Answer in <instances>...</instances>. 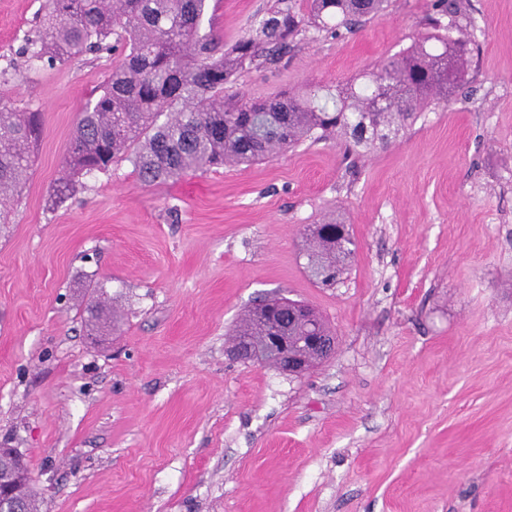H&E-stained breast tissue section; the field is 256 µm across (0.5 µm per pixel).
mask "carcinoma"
Wrapping results in <instances>:
<instances>
[{
	"label": "carcinoma",
	"instance_id": "cac0c4a2",
	"mask_svg": "<svg viewBox=\"0 0 512 512\" xmlns=\"http://www.w3.org/2000/svg\"><path fill=\"white\" fill-rule=\"evenodd\" d=\"M207 0H45L37 18L39 45L28 60L67 63L85 54L121 52L112 71L82 108L65 158L62 196L73 179L105 171L118 159L132 161L147 184L173 181L188 172L253 163L292 150L308 139L333 134L351 148L384 145L406 131L419 113L448 103L466 84L475 42L451 35L440 16L460 11L457 0H435L426 30L406 49L362 77L324 96L284 95L252 102L224 100V86L242 73L275 64L294 51L306 33L336 35L381 13L387 0H273L263 18L225 48L198 30ZM115 43H110V39ZM43 134L41 113L19 112L0 100V224L10 223L6 200L20 189L32 150ZM307 269L330 286L353 258L354 241L336 222L307 234ZM297 302L266 298L232 330L252 346L253 363L278 364L267 338L279 334L299 343L332 335L316 313L291 318ZM85 324L99 334L119 317L99 301L85 307ZM17 470L24 489L19 512H39L27 464Z\"/></svg>",
	"mask_w": 512,
	"mask_h": 512
}]
</instances>
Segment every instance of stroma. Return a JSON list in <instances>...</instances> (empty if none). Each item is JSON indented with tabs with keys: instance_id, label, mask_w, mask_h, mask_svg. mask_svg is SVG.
I'll use <instances>...</instances> for the list:
<instances>
[{
	"instance_id": "35a3bbf8",
	"label": "stroma",
	"mask_w": 512,
	"mask_h": 512,
	"mask_svg": "<svg viewBox=\"0 0 512 512\" xmlns=\"http://www.w3.org/2000/svg\"><path fill=\"white\" fill-rule=\"evenodd\" d=\"M273 0H208L200 32L241 37ZM44 0H0V99L38 111L12 221L0 224V448L23 454L40 512H512V0H459L467 84L358 155L307 140L253 165L148 185L122 159L54 195L108 55L28 63ZM433 0L309 32L229 96L360 80L410 46ZM345 224L335 285L305 230ZM106 291L123 321L87 335ZM279 295L336 351L304 376L226 355Z\"/></svg>"
}]
</instances>
